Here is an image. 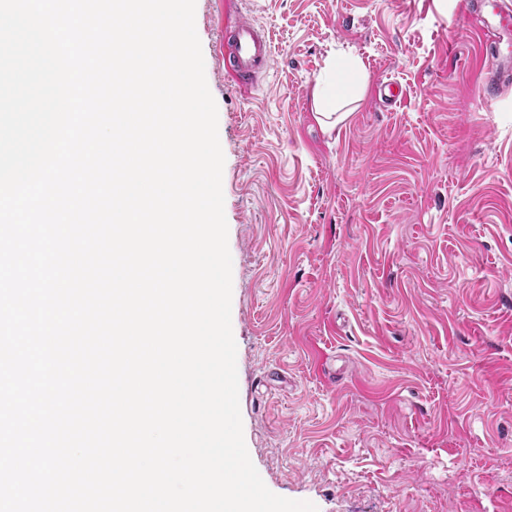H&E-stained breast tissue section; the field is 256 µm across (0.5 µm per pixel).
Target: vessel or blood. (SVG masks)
<instances>
[{"label":"vessel or blood","instance_id":"obj_1","mask_svg":"<svg viewBox=\"0 0 512 512\" xmlns=\"http://www.w3.org/2000/svg\"><path fill=\"white\" fill-rule=\"evenodd\" d=\"M224 60L238 83H256L266 74L273 61L272 39L269 32L260 25L242 21L226 29L224 33ZM512 73V61L491 56L480 78L484 96H493L498 79Z\"/></svg>","mask_w":512,"mask_h":512}]
</instances>
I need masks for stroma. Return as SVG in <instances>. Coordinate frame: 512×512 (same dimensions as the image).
<instances>
[{
  "label": "stroma",
  "mask_w": 512,
  "mask_h": 512,
  "mask_svg": "<svg viewBox=\"0 0 512 512\" xmlns=\"http://www.w3.org/2000/svg\"><path fill=\"white\" fill-rule=\"evenodd\" d=\"M465 0H196L225 156L244 438L318 512H512V82ZM273 36L253 86L224 24ZM364 80L316 119L327 63ZM404 95L388 105L387 82ZM487 66L480 78V86L485 97H491L496 93L497 78H505L511 71V62L500 58L499 54L486 57Z\"/></svg>",
  "instance_id": "35a3bbf8"
}]
</instances>
